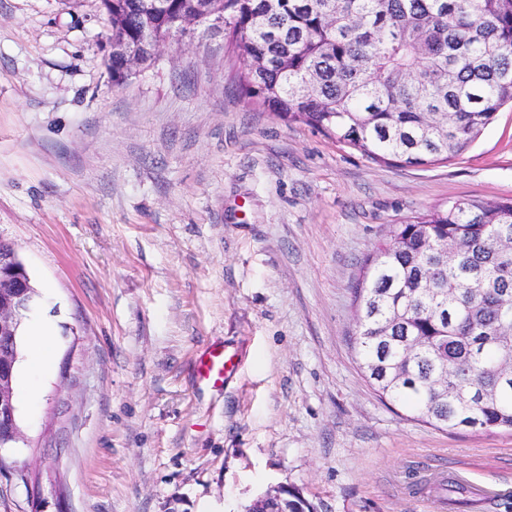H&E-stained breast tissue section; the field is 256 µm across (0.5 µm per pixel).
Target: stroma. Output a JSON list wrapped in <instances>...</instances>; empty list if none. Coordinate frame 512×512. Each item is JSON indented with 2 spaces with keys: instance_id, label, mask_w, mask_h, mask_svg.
Returning a JSON list of instances; mask_svg holds the SVG:
<instances>
[{
  "instance_id": "obj_1",
  "label": "stroma",
  "mask_w": 512,
  "mask_h": 512,
  "mask_svg": "<svg viewBox=\"0 0 512 512\" xmlns=\"http://www.w3.org/2000/svg\"><path fill=\"white\" fill-rule=\"evenodd\" d=\"M107 37L100 0H0V237L57 335L0 512H244L282 485L317 512H507L512 433L382 401L353 288L388 225L512 198V108L397 167L256 104L222 30L120 84ZM233 368L235 364L224 350L213 349L200 357L197 371L201 383L217 388L224 384L226 374Z\"/></svg>"
}]
</instances>
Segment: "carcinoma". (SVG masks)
<instances>
[{
    "label": "carcinoma",
    "instance_id": "cac0c4a2",
    "mask_svg": "<svg viewBox=\"0 0 512 512\" xmlns=\"http://www.w3.org/2000/svg\"><path fill=\"white\" fill-rule=\"evenodd\" d=\"M112 0V37L151 65L191 0ZM248 94L389 165L464 153L512 103V0H227ZM512 199L388 225L354 288L357 353L380 397L442 430L512 431ZM459 252L445 259L441 246ZM453 371L466 393L434 385Z\"/></svg>",
    "mask_w": 512,
    "mask_h": 512
}]
</instances>
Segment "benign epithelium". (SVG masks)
<instances>
[{
	"instance_id": "obj_1",
	"label": "benign epithelium",
	"mask_w": 512,
	"mask_h": 512,
	"mask_svg": "<svg viewBox=\"0 0 512 512\" xmlns=\"http://www.w3.org/2000/svg\"><path fill=\"white\" fill-rule=\"evenodd\" d=\"M196 12L224 23V0H195ZM121 57L125 66H136L133 50L123 41L109 39L107 58ZM36 298V289L22 271L14 245L0 242V448H11L23 439L12 387L16 361L17 330ZM288 491L279 486L253 501L245 512H288Z\"/></svg>"
}]
</instances>
